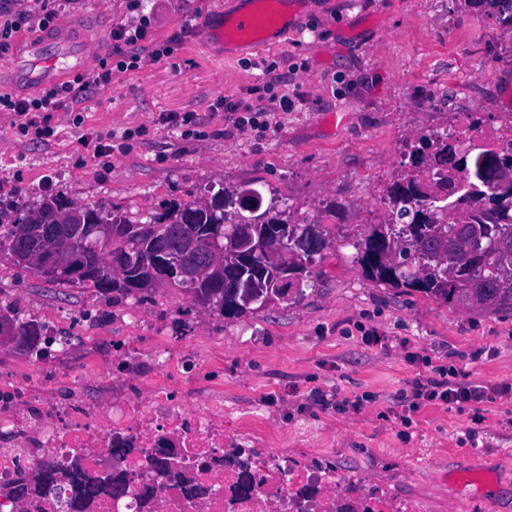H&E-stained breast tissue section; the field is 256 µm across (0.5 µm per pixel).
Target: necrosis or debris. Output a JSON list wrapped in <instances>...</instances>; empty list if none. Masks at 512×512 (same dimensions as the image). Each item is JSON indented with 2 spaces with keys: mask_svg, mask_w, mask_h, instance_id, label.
I'll return each instance as SVG.
<instances>
[{
  "mask_svg": "<svg viewBox=\"0 0 512 512\" xmlns=\"http://www.w3.org/2000/svg\"><path fill=\"white\" fill-rule=\"evenodd\" d=\"M448 140L463 150L479 145L510 155L512 117L479 123L474 114L460 115ZM0 432L9 441L0 449V512H48L49 503L13 500L11 483L46 462L67 466L70 448L84 449L89 472L109 471L126 482L123 494L100 500L93 512H183L190 486L200 490L193 512H428L423 501L396 499L368 481L328 473L284 450L249 446L225 431L223 412L188 409L159 387L146 401L118 411H92L79 399L58 408L25 390H8L0 393ZM116 437L133 453L113 455ZM162 443L185 457L179 474L147 464L146 452ZM239 459L253 477L247 497L236 488Z\"/></svg>",
  "mask_w": 512,
  "mask_h": 512,
  "instance_id": "1",
  "label": "necrosis or debris"
}]
</instances>
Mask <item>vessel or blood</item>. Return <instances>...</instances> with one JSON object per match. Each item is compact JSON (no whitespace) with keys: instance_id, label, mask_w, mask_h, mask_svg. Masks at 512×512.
<instances>
[{"instance_id":"b4317fda","label":"vessel or blood","mask_w":512,"mask_h":512,"mask_svg":"<svg viewBox=\"0 0 512 512\" xmlns=\"http://www.w3.org/2000/svg\"><path fill=\"white\" fill-rule=\"evenodd\" d=\"M289 0H270L267 11L252 7L246 11H235L226 15L221 28L203 24L204 37L216 36L235 50H258L276 42L288 29ZM54 41L57 57L44 58L47 41ZM42 34H31L24 38L22 52L7 59L14 85L39 88L60 82L81 72L87 62L88 50L83 43L73 41L69 27L57 29L53 39Z\"/></svg>"}]
</instances>
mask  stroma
Listing matches in <instances>:
<instances>
[{"instance_id": "obj_1", "label": "stroma", "mask_w": 512, "mask_h": 512, "mask_svg": "<svg viewBox=\"0 0 512 512\" xmlns=\"http://www.w3.org/2000/svg\"><path fill=\"white\" fill-rule=\"evenodd\" d=\"M241 0H143L151 39L181 41L160 62L114 75L80 113L54 112L49 139L0 112V219L55 195L145 219L169 202L246 183L315 217L346 207L303 296L225 317L165 283L136 300L50 283L0 262V313L46 323L63 350L39 363L0 347V389L97 407L140 398L151 382L194 406L224 409V427L311 454L339 475L427 500L430 512H512V394L479 409L397 401L418 372L409 355L512 384V310L451 306L368 279L355 244L386 205L368 176L403 172L399 143L445 130L462 112L512 113V43L460 0H298L274 48L219 60L203 20ZM127 0H62L56 20L95 55L112 48L101 20L127 23ZM288 108L265 112L270 95ZM258 107L266 131L238 128L224 102ZM90 135L110 143L93 158ZM381 341L367 345L364 331Z\"/></svg>"}]
</instances>
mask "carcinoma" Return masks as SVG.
I'll return each mask as SVG.
<instances>
[{
	"instance_id": "1",
	"label": "carcinoma",
	"mask_w": 512,
	"mask_h": 512,
	"mask_svg": "<svg viewBox=\"0 0 512 512\" xmlns=\"http://www.w3.org/2000/svg\"><path fill=\"white\" fill-rule=\"evenodd\" d=\"M464 5L493 18L502 32H512V0H464ZM469 155L466 151L457 158L446 132L415 141L410 168L385 189V218L355 243L358 262L373 279L448 304L512 309V179H503V169L512 168V157L482 151L470 163ZM434 166L469 170L473 183L492 191L494 219L486 221L467 202L458 207L467 214L465 221L433 204L435 194L420 173ZM248 203L271 214L268 223L252 228L253 243L261 246V252L223 250L221 263L209 273L193 272L172 282L190 293L193 302L224 317H236L249 309L247 295L262 304L302 296L301 288L277 286L275 275L286 273L309 286V267L331 246L327 225L279 207L277 200L265 199L249 185L170 205L145 222L46 196L35 207H16L11 227L0 233V258L40 275L35 257L48 250L62 251L77 257L78 274L70 276L63 268L47 281L78 282L100 294L118 292L142 300L156 286L152 255L174 259L193 237H215V244L224 246L250 216ZM102 224L109 226L106 242L99 232ZM46 335V326L38 320L0 315V345L12 343L38 354ZM81 457L82 449L75 448L73 462L65 469L46 464L20 474L12 494L18 499L49 500L62 512H89L96 499L123 490V483L110 473H86Z\"/></svg>"
}]
</instances>
